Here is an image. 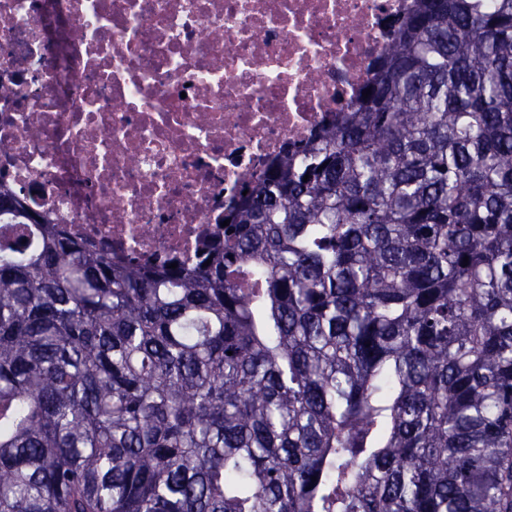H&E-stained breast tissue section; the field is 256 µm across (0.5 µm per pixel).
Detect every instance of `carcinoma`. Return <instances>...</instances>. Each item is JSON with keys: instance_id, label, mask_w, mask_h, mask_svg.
<instances>
[{"instance_id": "obj_1", "label": "carcinoma", "mask_w": 512, "mask_h": 512, "mask_svg": "<svg viewBox=\"0 0 512 512\" xmlns=\"http://www.w3.org/2000/svg\"><path fill=\"white\" fill-rule=\"evenodd\" d=\"M242 190L172 269L0 189V512H512V0Z\"/></svg>"}]
</instances>
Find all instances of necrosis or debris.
I'll use <instances>...</instances> for the list:
<instances>
[{"instance_id": "1", "label": "necrosis or debris", "mask_w": 512, "mask_h": 512, "mask_svg": "<svg viewBox=\"0 0 512 512\" xmlns=\"http://www.w3.org/2000/svg\"><path fill=\"white\" fill-rule=\"evenodd\" d=\"M409 0H0V187L113 260L198 257Z\"/></svg>"}]
</instances>
